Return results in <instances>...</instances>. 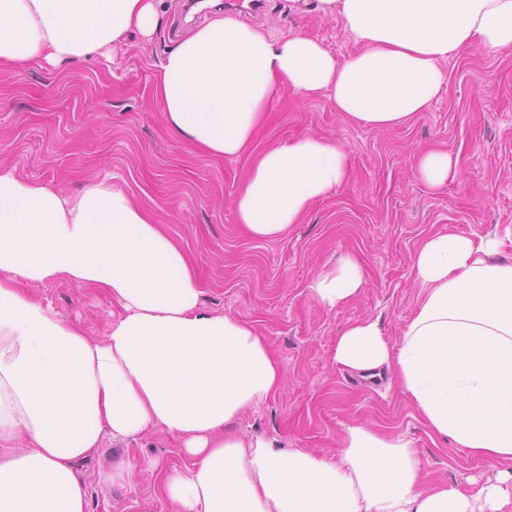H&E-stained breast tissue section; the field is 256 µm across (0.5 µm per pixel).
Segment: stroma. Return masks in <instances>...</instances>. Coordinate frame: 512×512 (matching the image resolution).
Returning <instances> with one entry per match:
<instances>
[{"label":"stroma","instance_id":"stroma-1","mask_svg":"<svg viewBox=\"0 0 512 512\" xmlns=\"http://www.w3.org/2000/svg\"><path fill=\"white\" fill-rule=\"evenodd\" d=\"M155 4L160 26L152 37L135 32L77 62L0 68V163L72 195L112 176L197 258L202 308L252 323L284 379L277 395L238 419L234 431L333 456L345 428L363 424L409 435L429 479L494 480L493 462L431 439L399 385L338 366L334 352L343 328L365 318L379 320L387 341L396 343L423 294L412 256L425 236H502L512 227V49L475 45L450 54L447 87L425 111L388 130L350 123L325 99L304 100L282 87L252 154L314 136L341 144L351 170L282 237L257 240L234 209L250 156L201 157L170 132L152 95L165 50L227 9L215 0L188 12L184 0ZM239 19L277 34L307 33L341 58L358 50L340 14L322 13L319 0H265ZM431 147L459 156L461 179L435 190L415 180V159ZM347 254L361 260L365 284L332 310L314 300L310 286ZM32 290L88 336L103 337L112 319L104 293L64 281ZM149 458L167 467L185 462L178 439L162 429L105 439L79 469L88 512H169L155 494V475L139 466ZM122 461L135 466L130 480L104 485L101 474Z\"/></svg>","mask_w":512,"mask_h":512}]
</instances>
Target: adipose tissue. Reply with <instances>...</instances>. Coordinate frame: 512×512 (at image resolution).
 I'll return each instance as SVG.
<instances>
[{
    "mask_svg": "<svg viewBox=\"0 0 512 512\" xmlns=\"http://www.w3.org/2000/svg\"><path fill=\"white\" fill-rule=\"evenodd\" d=\"M320 2L358 52L340 58L305 33L276 37L230 16L174 42L153 88L169 129L203 156L239 158L284 83L352 123L390 129L438 98L451 52L512 47V0ZM159 22L154 0H0V66L81 60ZM349 167L347 150L320 138L269 146L235 198L238 221L253 238H279L345 184ZM459 175L449 152L416 159L427 188ZM508 239L512 231L427 237L413 259L423 297L398 342L369 318L336 340L337 364L393 373L430 435L502 464L495 482L469 491L427 482L405 435L351 425L328 457L233 433L281 388L267 339L202 308L193 256L111 177L72 196L0 164V512H87L79 464L104 436L157 428L186 457L179 467L146 462L171 512H503L512 506ZM60 279L110 298L117 312L104 339L28 289ZM364 284L348 254L310 289L335 309Z\"/></svg>",
    "mask_w": 512,
    "mask_h": 512,
    "instance_id": "adipose-tissue-1",
    "label": "adipose tissue"
}]
</instances>
